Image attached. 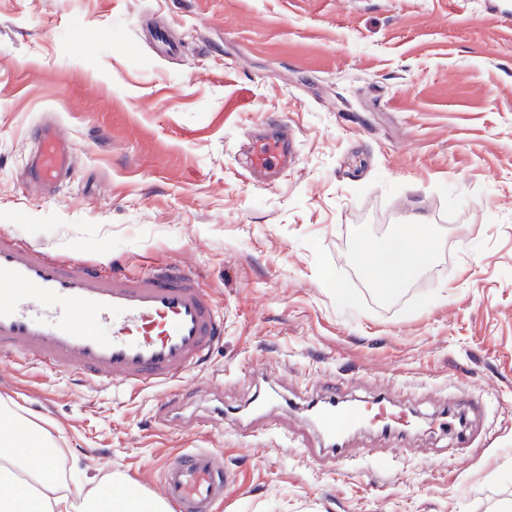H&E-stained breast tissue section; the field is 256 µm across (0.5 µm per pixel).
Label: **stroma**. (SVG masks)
Listing matches in <instances>:
<instances>
[{
  "label": "stroma",
  "mask_w": 512,
  "mask_h": 512,
  "mask_svg": "<svg viewBox=\"0 0 512 512\" xmlns=\"http://www.w3.org/2000/svg\"><path fill=\"white\" fill-rule=\"evenodd\" d=\"M271 116L294 161L259 182L247 131ZM46 118L72 153L48 192L28 177ZM419 218L436 260L378 294L357 243ZM1 230L127 272L186 265L224 314L171 427L154 394L0 367L79 476L141 484L210 448L235 480L220 512H512V0H0ZM339 373L356 397L392 386L424 433L314 462L295 430ZM265 380L293 433L225 425ZM459 385L487 445L451 464L427 426Z\"/></svg>",
  "instance_id": "35a3bbf8"
}]
</instances>
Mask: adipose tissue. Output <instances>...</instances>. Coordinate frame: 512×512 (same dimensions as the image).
Listing matches in <instances>:
<instances>
[{
	"label": "adipose tissue",
	"instance_id": "adipose-tissue-1",
	"mask_svg": "<svg viewBox=\"0 0 512 512\" xmlns=\"http://www.w3.org/2000/svg\"><path fill=\"white\" fill-rule=\"evenodd\" d=\"M438 251L429 225L416 223L377 244L358 247L361 266L381 292L391 293L407 276L427 267ZM65 457L51 425L24 415L0 396V512H171L161 498L114 471L71 488Z\"/></svg>",
	"mask_w": 512,
	"mask_h": 512
}]
</instances>
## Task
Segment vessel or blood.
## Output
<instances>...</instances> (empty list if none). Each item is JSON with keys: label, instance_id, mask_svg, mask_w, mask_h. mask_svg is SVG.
I'll return each instance as SVG.
<instances>
[{"label": "vessel or blood", "instance_id": "b4317fda", "mask_svg": "<svg viewBox=\"0 0 512 512\" xmlns=\"http://www.w3.org/2000/svg\"><path fill=\"white\" fill-rule=\"evenodd\" d=\"M32 180L45 187L68 170L69 146L57 127L37 128ZM249 162L257 172L285 171L288 139L280 121L250 136ZM111 336H103V328ZM224 316L186 266L160 265L139 273L51 254L15 234L0 232V359L44 367L88 385L163 391L159 421L171 422L183 404L177 385L200 369L223 341ZM342 380L328 378L324 394L309 401L310 422L334 466L355 461L348 448L353 428L368 423L401 440L410 415L389 395L370 404L342 394ZM484 405L458 387L437 418L442 435L461 451L481 440ZM231 479L218 454L199 448L169 459L152 480L175 512H214Z\"/></svg>", "mask_w": 512, "mask_h": 512}]
</instances>
